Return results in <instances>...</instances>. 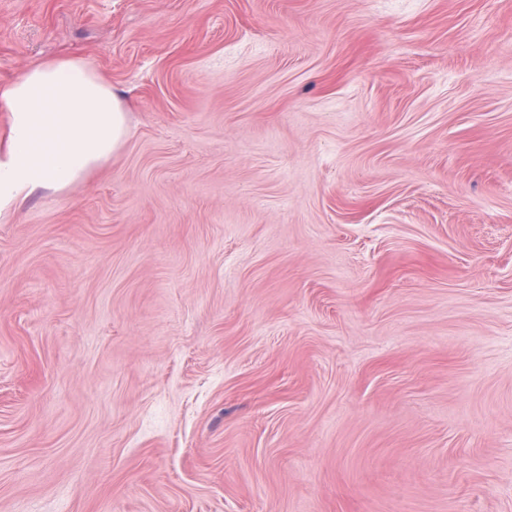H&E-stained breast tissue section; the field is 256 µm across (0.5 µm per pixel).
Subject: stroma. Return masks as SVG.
I'll return each mask as SVG.
<instances>
[{
  "mask_svg": "<svg viewBox=\"0 0 512 512\" xmlns=\"http://www.w3.org/2000/svg\"><path fill=\"white\" fill-rule=\"evenodd\" d=\"M130 136L0 220V512H512V0H0Z\"/></svg>",
  "mask_w": 512,
  "mask_h": 512,
  "instance_id": "obj_1",
  "label": "stroma"
}]
</instances>
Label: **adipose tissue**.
Segmentation results:
<instances>
[{
  "mask_svg": "<svg viewBox=\"0 0 512 512\" xmlns=\"http://www.w3.org/2000/svg\"><path fill=\"white\" fill-rule=\"evenodd\" d=\"M0 105L9 124L0 140V217L35 195L68 192L129 133L120 95L80 58L48 59L0 82Z\"/></svg>",
  "mask_w": 512,
  "mask_h": 512,
  "instance_id": "adipose-tissue-1",
  "label": "adipose tissue"
}]
</instances>
